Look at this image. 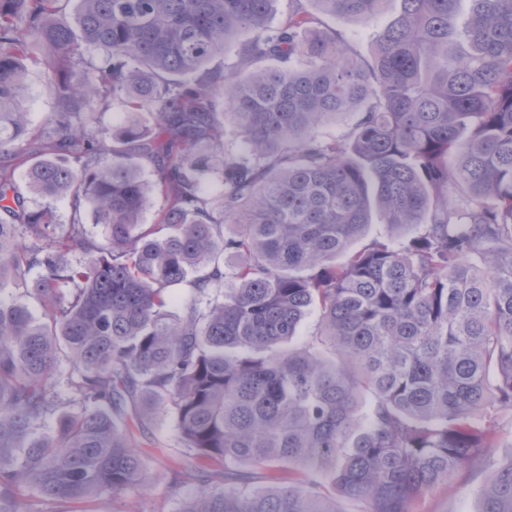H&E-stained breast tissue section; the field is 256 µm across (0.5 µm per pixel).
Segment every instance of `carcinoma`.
<instances>
[{"mask_svg": "<svg viewBox=\"0 0 512 512\" xmlns=\"http://www.w3.org/2000/svg\"><path fill=\"white\" fill-rule=\"evenodd\" d=\"M62 2L0 0V286L42 308L0 296V512L147 487L127 420L168 412L179 512H412L478 460L476 512H512L486 419L512 411V0H468L462 29V0H401L368 61L302 0L280 26L275 0ZM310 2L371 25L387 0ZM36 50L56 112L31 141ZM109 92L155 128H102ZM374 209L398 235L348 252ZM355 112H347L337 115L336 118L326 120L317 129V134L325 138H338L345 135L356 121Z\"/></svg>", "mask_w": 512, "mask_h": 512, "instance_id": "1", "label": "carcinoma"}]
</instances>
